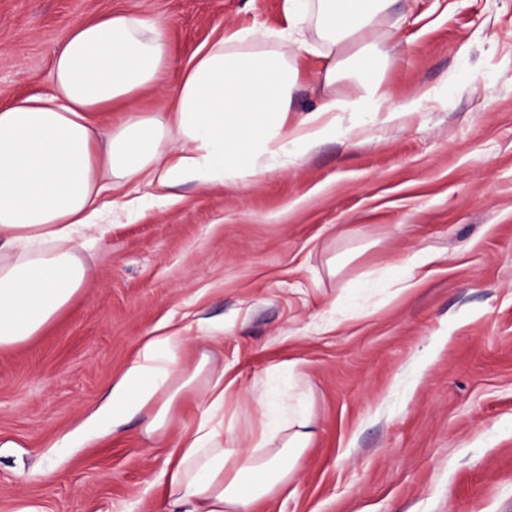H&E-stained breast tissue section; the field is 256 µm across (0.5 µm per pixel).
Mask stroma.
<instances>
[{
    "instance_id": "stroma-1",
    "label": "stroma",
    "mask_w": 512,
    "mask_h": 512,
    "mask_svg": "<svg viewBox=\"0 0 512 512\" xmlns=\"http://www.w3.org/2000/svg\"><path fill=\"white\" fill-rule=\"evenodd\" d=\"M125 11L164 19L183 67L235 30L286 25L283 0H0V106L51 94L69 32ZM376 35L387 104L421 99L403 120L340 112L286 168L114 192L81 292L0 349V512H164L208 375L160 442L140 416L58 442L171 334L182 369L223 372L213 423L240 446L271 388L312 404L313 444L255 512H512V0H395ZM321 65L298 60L299 114L353 91L318 83ZM420 250L431 264L404 275Z\"/></svg>"
}]
</instances>
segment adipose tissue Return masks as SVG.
Wrapping results in <instances>:
<instances>
[{"label": "adipose tissue", "mask_w": 512, "mask_h": 512, "mask_svg": "<svg viewBox=\"0 0 512 512\" xmlns=\"http://www.w3.org/2000/svg\"><path fill=\"white\" fill-rule=\"evenodd\" d=\"M392 2L284 0L281 48H265V30H237L184 69L174 64L160 19L124 13L73 28L53 62L52 95L0 109V348L36 336L79 293L87 278L80 252L113 186L221 185L317 145L335 131L337 113L384 111L394 121L415 111L413 100L386 106V58L369 44L355 61L354 98H330L291 117L297 57L324 41L323 80L335 82L345 67L337 50L374 32ZM155 87L171 95L172 111H139V96ZM115 105L124 118L98 137L92 113ZM179 346L176 336L149 340L77 440L141 413L147 436L160 435L183 389ZM210 394L198 428L166 462L168 508L253 512L287 484L313 441L311 405L299 400L288 415L263 405L261 431L241 448L230 430L210 424L224 403L223 386L213 383Z\"/></svg>", "instance_id": "ef3b65f1"}]
</instances>
